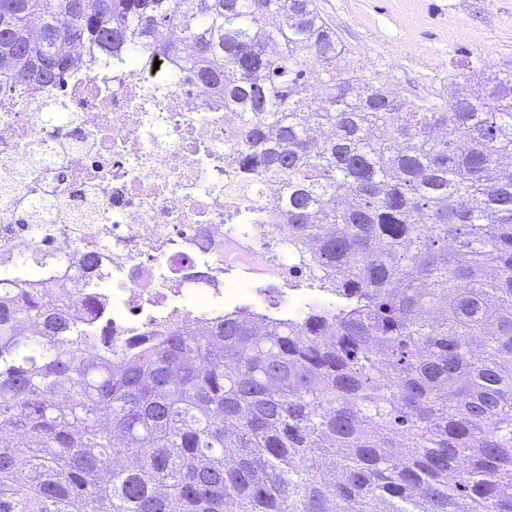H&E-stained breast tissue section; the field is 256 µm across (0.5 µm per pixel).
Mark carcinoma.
I'll return each mask as SVG.
<instances>
[{
  "mask_svg": "<svg viewBox=\"0 0 512 512\" xmlns=\"http://www.w3.org/2000/svg\"><path fill=\"white\" fill-rule=\"evenodd\" d=\"M174 27L323 299L123 345L19 290L0 512H512V74L366 88L316 0H0V82L176 62Z\"/></svg>",
  "mask_w": 512,
  "mask_h": 512,
  "instance_id": "1",
  "label": "carcinoma"
}]
</instances>
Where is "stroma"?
Wrapping results in <instances>:
<instances>
[{"instance_id":"1","label":"stroma","mask_w":512,"mask_h":512,"mask_svg":"<svg viewBox=\"0 0 512 512\" xmlns=\"http://www.w3.org/2000/svg\"><path fill=\"white\" fill-rule=\"evenodd\" d=\"M364 76L396 95L450 98L512 70V0H317Z\"/></svg>"}]
</instances>
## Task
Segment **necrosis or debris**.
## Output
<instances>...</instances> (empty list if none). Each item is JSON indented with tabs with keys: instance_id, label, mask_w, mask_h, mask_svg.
I'll list each match as a JSON object with an SVG mask.
<instances>
[{
	"instance_id": "1",
	"label": "necrosis or debris",
	"mask_w": 512,
	"mask_h": 512,
	"mask_svg": "<svg viewBox=\"0 0 512 512\" xmlns=\"http://www.w3.org/2000/svg\"><path fill=\"white\" fill-rule=\"evenodd\" d=\"M236 126L189 64L144 52L75 71L64 96L1 90L0 297L33 283L116 339L202 329L248 295L281 310L288 227L272 182L236 190Z\"/></svg>"
}]
</instances>
